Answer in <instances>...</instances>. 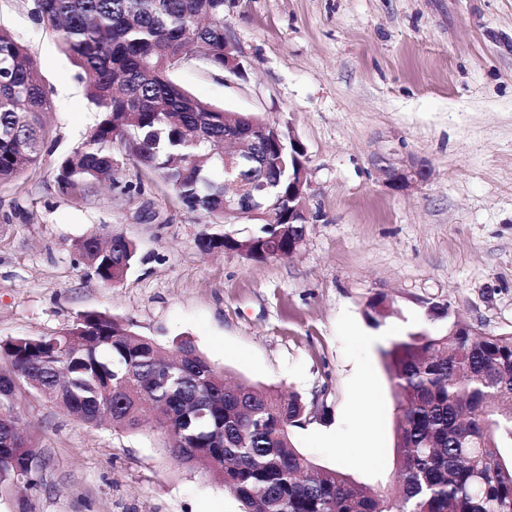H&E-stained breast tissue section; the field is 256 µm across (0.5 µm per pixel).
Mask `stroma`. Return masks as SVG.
<instances>
[{
	"label": "stroma",
	"mask_w": 512,
	"mask_h": 512,
	"mask_svg": "<svg viewBox=\"0 0 512 512\" xmlns=\"http://www.w3.org/2000/svg\"><path fill=\"white\" fill-rule=\"evenodd\" d=\"M28 11L0 0V26L53 90L54 148L0 184V339L52 335L87 311L166 348L190 339L232 377L302 396L291 438L310 461L388 487L395 396L381 350L458 318L512 330V0H226L244 76L189 58L171 77L226 111L280 121L306 149V239L263 263L201 254L197 237L217 225L153 182L134 196L58 186L56 162L97 114ZM390 151L423 159L426 178L382 187L372 158ZM94 232L138 245L116 287L76 255ZM377 296L392 310L375 322ZM14 411L42 480L1 490L0 512H240L223 483L168 456L163 434L84 424L28 393Z\"/></svg>",
	"instance_id": "obj_1"
}]
</instances>
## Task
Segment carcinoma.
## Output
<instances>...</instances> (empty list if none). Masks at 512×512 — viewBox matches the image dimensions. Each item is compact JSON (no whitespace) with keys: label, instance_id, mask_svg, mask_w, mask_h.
<instances>
[{"label":"carcinoma","instance_id":"1","mask_svg":"<svg viewBox=\"0 0 512 512\" xmlns=\"http://www.w3.org/2000/svg\"><path fill=\"white\" fill-rule=\"evenodd\" d=\"M33 22L55 34L78 68L99 121L56 166L69 192L119 188L120 168L157 180L205 224L224 223L228 185L273 184L276 219H253L246 237L203 233V254L239 251L252 260L286 256L307 232L288 223L292 176L303 154L262 138L266 118L227 112L174 82L192 57L222 72L237 51L226 35L224 0H30ZM52 91L29 48L0 26V182L42 161V114ZM80 260L106 287L137 261L122 235L88 236ZM453 321L444 334L411 332L382 351L394 386L393 484L378 490L338 468L318 467L294 446L291 428L307 406L273 385L240 380L192 341L167 351L118 318L88 311L50 336L0 339V485H34V438L18 432L12 408L21 388L77 420L126 431H159L176 462L224 483L242 512H512V331L478 334Z\"/></svg>","mask_w":512,"mask_h":512}]
</instances>
